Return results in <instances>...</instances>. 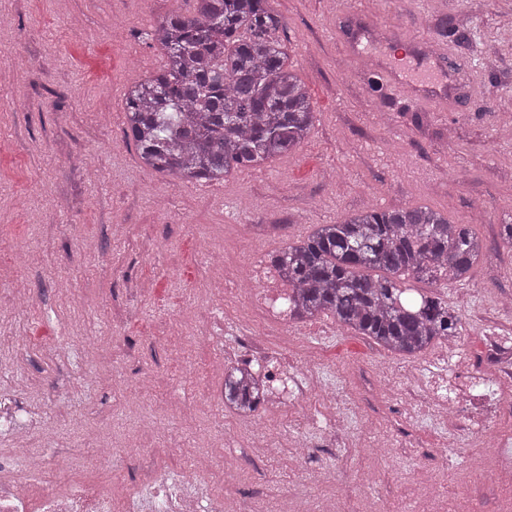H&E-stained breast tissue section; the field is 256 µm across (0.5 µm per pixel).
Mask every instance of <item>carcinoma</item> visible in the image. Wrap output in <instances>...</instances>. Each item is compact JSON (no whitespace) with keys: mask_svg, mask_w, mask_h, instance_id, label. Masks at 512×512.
<instances>
[{"mask_svg":"<svg viewBox=\"0 0 512 512\" xmlns=\"http://www.w3.org/2000/svg\"><path fill=\"white\" fill-rule=\"evenodd\" d=\"M282 17L268 0H192L147 33L161 69L125 94V137L141 164L185 183L223 182L297 150L316 120L312 97L288 67ZM486 249L471 224L428 206L366 208L318 224L273 254L288 274V305L326 317L398 356L416 359L433 340L460 336L461 319L437 294L412 293L467 280ZM247 369L224 370V407L249 418L257 391Z\"/></svg>","mask_w":512,"mask_h":512,"instance_id":"obj_1","label":"carcinoma"}]
</instances>
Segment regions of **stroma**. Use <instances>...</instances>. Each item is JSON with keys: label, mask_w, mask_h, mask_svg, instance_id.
<instances>
[{"label": "stroma", "mask_w": 512, "mask_h": 512, "mask_svg": "<svg viewBox=\"0 0 512 512\" xmlns=\"http://www.w3.org/2000/svg\"><path fill=\"white\" fill-rule=\"evenodd\" d=\"M285 23L288 62L306 83L317 121L294 153L246 168L222 183L190 184L144 169L124 133V97L152 75L161 53L144 37L188 0H0V386L24 405L56 414L63 427L44 448L52 460L91 455L99 438L121 446L141 427L150 456L115 455L111 472L75 473L104 486L137 482L144 467L179 481L187 463L174 447L205 441L241 478L239 512H279L284 493L319 470L315 499L338 496L339 512L366 502L418 512L415 479L466 512H499L505 488L494 463L475 468L481 433L436 406L408 415L406 433L378 411L402 413L409 374L429 381L474 370L469 357L485 329L512 332V0H269ZM462 19L467 40L445 41L442 20ZM374 29L378 62L406 53L475 85L450 107L388 92L368 93L351 61L350 39ZM495 57L496 69L483 64ZM422 205L458 224L476 223L487 244L468 281L441 296L461 319L453 352L408 362L329 318L289 329L288 352L313 351L318 381L335 403L242 419L224 407V381L207 375L219 349L243 326L239 296L205 301L202 287L222 266L247 280L251 253L365 207ZM254 224H282L285 236L255 237ZM62 344L54 365L39 351ZM340 447L316 448L305 466L289 449L254 459L255 443L294 432L318 439L334 421Z\"/></svg>", "instance_id": "1"}]
</instances>
